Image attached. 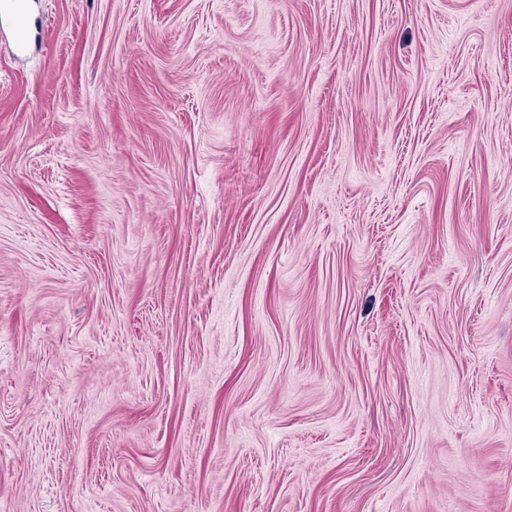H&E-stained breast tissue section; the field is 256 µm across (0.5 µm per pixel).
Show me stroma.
Segmentation results:
<instances>
[{
    "mask_svg": "<svg viewBox=\"0 0 512 512\" xmlns=\"http://www.w3.org/2000/svg\"><path fill=\"white\" fill-rule=\"evenodd\" d=\"M0 512H512V0L0 23Z\"/></svg>",
    "mask_w": 512,
    "mask_h": 512,
    "instance_id": "35a3bbf8",
    "label": "stroma"
}]
</instances>
